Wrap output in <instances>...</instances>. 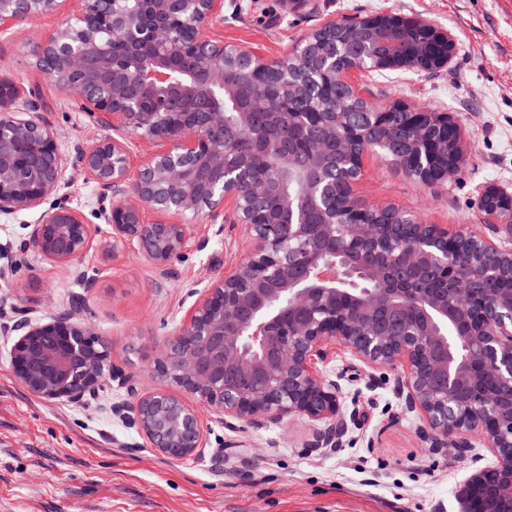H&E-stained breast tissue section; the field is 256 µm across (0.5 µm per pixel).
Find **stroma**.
Returning a JSON list of instances; mask_svg holds the SVG:
<instances>
[{
  "mask_svg": "<svg viewBox=\"0 0 512 512\" xmlns=\"http://www.w3.org/2000/svg\"><path fill=\"white\" fill-rule=\"evenodd\" d=\"M374 14L431 22L451 34L453 48L430 73L353 70L359 95L447 113L464 134L467 161L452 179L425 186L370 150L358 194L426 224L486 232L482 194H512V0H307L297 8L224 0L211 32L276 59L325 23ZM60 22L48 13L0 26V78L20 87L72 159L43 208L0 214V512H459L458 487L472 461L429 450L416 415L393 393L394 368L343 382L344 406L357 410L358 423L338 448L311 447L304 419L240 433L202 407V453L174 461L123 419L134 391L167 388L151 369L157 342L188 318L197 291L235 271L246 243L232 213L211 224L147 210L145 223L187 224L188 247L164 266L136 245L113 249L109 202L75 160L109 132L35 66L38 46ZM62 200L98 232L81 258L54 265L30 245L29 233ZM68 315L108 343L110 363L127 384L108 377L85 401L48 402L14 376L13 324Z\"/></svg>",
  "mask_w": 512,
  "mask_h": 512,
  "instance_id": "35a3bbf8",
  "label": "stroma"
}]
</instances>
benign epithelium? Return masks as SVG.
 Wrapping results in <instances>:
<instances>
[{"instance_id": "benign-epithelium-1", "label": "benign epithelium", "mask_w": 512, "mask_h": 512, "mask_svg": "<svg viewBox=\"0 0 512 512\" xmlns=\"http://www.w3.org/2000/svg\"><path fill=\"white\" fill-rule=\"evenodd\" d=\"M76 28L68 0H0V25L64 15L38 47L37 66L49 80L97 111L107 129L134 130L158 147L129 181L128 145L105 138L79 159L110 199L106 213L112 250L137 243L146 259L164 266L190 241L186 224H146L143 211L191 214L217 223L232 206L248 249L233 274L200 291L188 319L154 358L153 373L191 394L224 427L247 432L305 417L314 448H335L355 424L341 404L343 375H323L315 363L339 343L363 372L401 366L395 392L417 414L419 433L434 452L464 456L475 445L492 458L460 484L462 512H512V293L480 287L504 272L512 278V248L483 233L425 224L418 215L377 206L357 194L368 147L354 129L378 122L385 107L353 112L362 101L351 69L323 67L347 91L315 112H291L289 124L318 126L310 151L259 132L270 108L271 81L313 99L312 49L330 22L307 41L311 50L269 61L210 35L224 19V0H79ZM20 91L0 79V212L40 207L64 180L68 159L57 132ZM416 140H431L445 113L406 106ZM465 162L464 141L453 157L426 163L408 154L394 163L423 184L445 179ZM278 173L283 212L259 224L266 182ZM487 225L512 237V195L484 192ZM414 226L397 240L399 225ZM359 253L399 242L401 259L360 267L336 261L341 231ZM96 226L67 205L32 225L29 242L53 263L79 258ZM12 372L50 400L80 402L103 381L107 352L73 318L15 323ZM126 418L159 454L176 461L204 447L197 410L177 395L153 391L136 398Z\"/></svg>"}]
</instances>
